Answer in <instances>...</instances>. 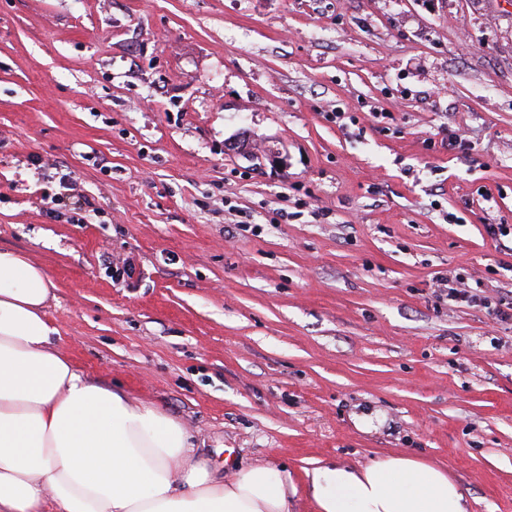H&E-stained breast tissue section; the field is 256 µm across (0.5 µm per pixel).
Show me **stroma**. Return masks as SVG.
Segmentation results:
<instances>
[{"mask_svg": "<svg viewBox=\"0 0 512 512\" xmlns=\"http://www.w3.org/2000/svg\"><path fill=\"white\" fill-rule=\"evenodd\" d=\"M64 174L83 207L47 213ZM489 224L512 0H0V250L48 272L82 374L215 478L279 460L289 512L316 463L386 452L512 512V320L433 294L512 300ZM436 282L438 291L440 292L439 296H446L448 301L469 303L480 300V295L478 294V292L481 291L479 289L480 282L475 281L476 288L464 282H459L456 279L453 281L450 277H441L437 279ZM454 283L456 287L453 286Z\"/></svg>", "mask_w": 512, "mask_h": 512, "instance_id": "stroma-1", "label": "stroma"}]
</instances>
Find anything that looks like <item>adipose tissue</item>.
Segmentation results:
<instances>
[{"mask_svg": "<svg viewBox=\"0 0 512 512\" xmlns=\"http://www.w3.org/2000/svg\"><path fill=\"white\" fill-rule=\"evenodd\" d=\"M52 289L0 250V512H288L284 467L215 479L179 421L79 373L47 317ZM309 478L313 512H469L446 469L400 453Z\"/></svg>", "mask_w": 512, "mask_h": 512, "instance_id": "ef3b65f1", "label": "adipose tissue"}]
</instances>
